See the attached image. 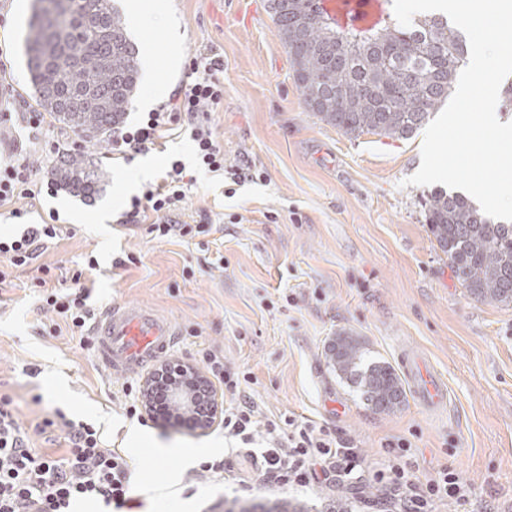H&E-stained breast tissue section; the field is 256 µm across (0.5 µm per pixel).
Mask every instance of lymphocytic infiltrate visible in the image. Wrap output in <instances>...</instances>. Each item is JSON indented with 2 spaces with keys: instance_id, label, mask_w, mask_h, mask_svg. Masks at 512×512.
Masks as SVG:
<instances>
[{
  "instance_id": "obj_1",
  "label": "lymphocytic infiltrate",
  "mask_w": 512,
  "mask_h": 512,
  "mask_svg": "<svg viewBox=\"0 0 512 512\" xmlns=\"http://www.w3.org/2000/svg\"><path fill=\"white\" fill-rule=\"evenodd\" d=\"M223 70L224 59L217 52L194 57L190 82L146 112L136 125L113 130V151L132 161L155 148L159 139L178 126L188 132L200 169L229 174L236 185L251 179L249 168L225 167L224 148L211 126L210 114L224 99V84L219 79ZM40 152L33 142L11 145L10 163L0 166V206L57 192L56 181L37 179L35 163ZM186 177L185 165L173 161L161 183L147 185L142 194L130 198L122 223H139L151 211L164 217L163 222L148 227L155 238H192L208 233V225L178 220ZM62 234L59 224L29 225L20 235L0 237V257L14 267L28 265ZM96 265V258H89L86 269L74 271L66 287L53 286L51 267H42L38 286L44 305L55 316L54 321L43 325V332L53 336L65 328L72 335L87 336L92 318L88 302L93 291L88 273ZM223 424L225 438L246 444L253 441L256 431L264 432L267 446L257 474L267 483L289 487H307L318 481L337 483L359 462L357 448L341 433L308 422L291 423L288 433H281L275 421H260L257 405L247 396L225 408ZM49 429L63 433L66 446L62 453H39L32 448L33 437ZM410 448L404 439L385 443L387 464L373 473L374 481L389 491L400 512H438L440 504L448 500L460 506L468 503L471 490L453 470L444 468L433 478L420 480L408 455ZM134 482L130 465L107 448L92 424L74 421L58 409L27 429L17 421L9 399L0 398V512H71L79 500L100 501L120 512L131 501Z\"/></svg>"
}]
</instances>
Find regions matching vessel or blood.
I'll return each instance as SVG.
<instances>
[{
    "label": "vessel or blood",
    "instance_id": "obj_1",
    "mask_svg": "<svg viewBox=\"0 0 512 512\" xmlns=\"http://www.w3.org/2000/svg\"><path fill=\"white\" fill-rule=\"evenodd\" d=\"M323 5L332 15L355 13L363 24L378 17L376 0H323ZM176 342L171 323L138 304L107 306L92 325L98 363L120 377L139 374L171 351ZM399 361L416 401L429 411L444 409L445 384L430 373L424 360L404 352Z\"/></svg>",
    "mask_w": 512,
    "mask_h": 512
}]
</instances>
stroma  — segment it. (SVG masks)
Listing matches in <instances>:
<instances>
[{"mask_svg": "<svg viewBox=\"0 0 512 512\" xmlns=\"http://www.w3.org/2000/svg\"><path fill=\"white\" fill-rule=\"evenodd\" d=\"M173 33L128 24L141 56H153L158 80L174 90L203 50L224 57V100L210 120L226 165L249 162L261 178L233 187L199 170L193 145L173 130L160 146L125 162L109 138L82 142L83 156L104 174L92 199L66 190L22 200L25 223L56 212L66 231L30 265L0 284V396L23 426L63 409L99 428L106 445L134 462L144 512H224L227 501L284 497V490L245 469L241 442L208 431L137 419L126 387L98 365L90 339L43 334L46 314L34 283L41 266L71 276L96 255L93 311L138 303L161 314L180 336L172 358L199 365L201 352L224 354L247 374L237 391L215 384L220 407L249 396L263 415L310 420L352 440L362 459L348 483L296 493L310 512H394L371 477L386 441H410L419 478L454 470L473 492L469 512H512V304L473 299L454 277L429 233L424 202L432 189L406 180L421 164L423 131L409 139L347 136L304 104L267 0H167ZM33 0H8L0 14L9 91L31 101L24 38ZM180 61L168 64V45ZM194 182L181 220L210 224L192 239L151 238L146 224L119 226L141 163L156 162L161 182L172 161ZM235 195H228V188ZM349 331L370 356L398 365L401 349L429 360L448 386V409L434 414L414 398L379 414L330 368L325 349ZM170 446L156 454L154 443ZM200 448L224 470L202 474L180 449ZM177 476L174 495L155 488Z\"/></svg>", "mask_w": 512, "mask_h": 512, "instance_id": "obj_1", "label": "stroma"}]
</instances>
